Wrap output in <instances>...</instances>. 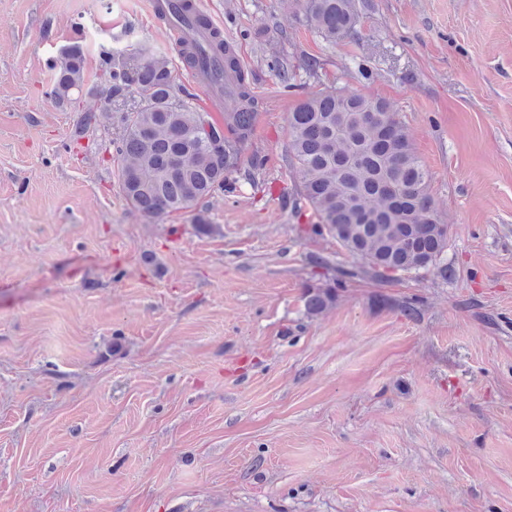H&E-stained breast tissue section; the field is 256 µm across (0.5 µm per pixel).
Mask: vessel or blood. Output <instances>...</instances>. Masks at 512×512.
<instances>
[{"mask_svg": "<svg viewBox=\"0 0 512 512\" xmlns=\"http://www.w3.org/2000/svg\"><path fill=\"white\" fill-rule=\"evenodd\" d=\"M199 0H149L152 14L163 15L174 34L179 52H192L195 63L190 72L198 85L215 90V102H222V90L233 89L236 81L231 71L225 70L224 58L211 50V37L222 27L213 23L202 27L196 23L194 12L200 9Z\"/></svg>", "mask_w": 512, "mask_h": 512, "instance_id": "obj_1", "label": "vessel or blood"}]
</instances>
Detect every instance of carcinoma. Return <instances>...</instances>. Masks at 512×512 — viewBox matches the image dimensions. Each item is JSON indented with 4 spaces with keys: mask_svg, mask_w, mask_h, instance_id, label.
Here are the masks:
<instances>
[{
    "mask_svg": "<svg viewBox=\"0 0 512 512\" xmlns=\"http://www.w3.org/2000/svg\"><path fill=\"white\" fill-rule=\"evenodd\" d=\"M298 21L329 44L358 33L364 3L360 0H297ZM213 50L225 67L237 73V90L225 102L224 121L200 111L188 91L177 94L173 70L163 54L142 46L120 54L101 49L100 71L108 103L139 100L127 109L85 112V128L117 119L123 134L111 145L120 168L125 200L148 219L196 209L207 197L237 190L242 169L260 170L265 159H243L256 120L257 102L233 53L219 39ZM85 54L74 43L53 63L49 93L58 107L72 102L83 87ZM210 119L214 139L195 131ZM285 161L295 174L288 205L296 217L312 210L311 232L327 234L353 257L370 263L333 265L314 257L311 265L331 274L324 285L307 288V315L317 316L336 304L341 288L377 279L387 272L437 271L442 279L453 270L440 265L448 248L450 226L443 223L429 193L431 173L408 140L399 113L380 98L328 87L301 99L288 113Z\"/></svg>",
    "mask_w": 512,
    "mask_h": 512,
    "instance_id": "obj_1",
    "label": "carcinoma"
}]
</instances>
